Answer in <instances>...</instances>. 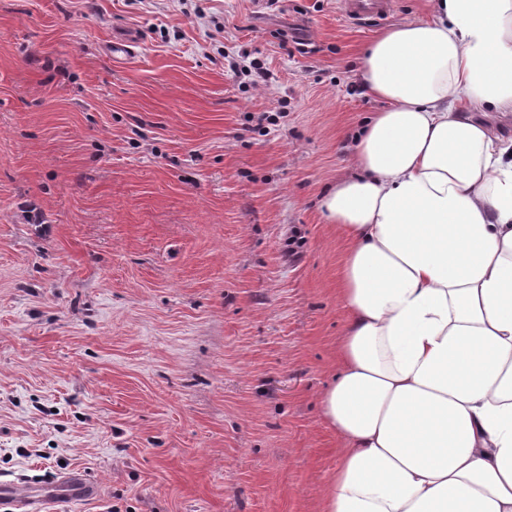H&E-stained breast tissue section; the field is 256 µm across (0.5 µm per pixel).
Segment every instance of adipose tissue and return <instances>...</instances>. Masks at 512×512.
<instances>
[{"label": "adipose tissue", "mask_w": 512, "mask_h": 512, "mask_svg": "<svg viewBox=\"0 0 512 512\" xmlns=\"http://www.w3.org/2000/svg\"><path fill=\"white\" fill-rule=\"evenodd\" d=\"M383 101L323 200L346 315L321 512H512V0H431L378 35Z\"/></svg>", "instance_id": "adipose-tissue-1"}]
</instances>
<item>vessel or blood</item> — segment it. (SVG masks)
<instances>
[{"instance_id": "1", "label": "vessel or blood", "mask_w": 512, "mask_h": 512, "mask_svg": "<svg viewBox=\"0 0 512 512\" xmlns=\"http://www.w3.org/2000/svg\"><path fill=\"white\" fill-rule=\"evenodd\" d=\"M345 11L353 20H383L388 15V0H344ZM96 483L85 471L61 474L51 485L37 489H19L12 483H0V512H43L57 498L85 500L96 493Z\"/></svg>"}]
</instances>
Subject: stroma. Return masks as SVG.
<instances>
[{
  "label": "stroma",
  "mask_w": 512,
  "mask_h": 512,
  "mask_svg": "<svg viewBox=\"0 0 512 512\" xmlns=\"http://www.w3.org/2000/svg\"><path fill=\"white\" fill-rule=\"evenodd\" d=\"M429 13L0 0V482L89 473L56 512H319L345 322L320 201L382 106L363 48Z\"/></svg>",
  "instance_id": "stroma-1"
}]
</instances>
